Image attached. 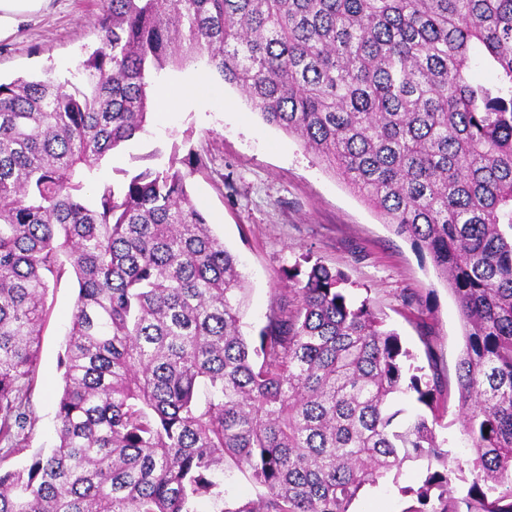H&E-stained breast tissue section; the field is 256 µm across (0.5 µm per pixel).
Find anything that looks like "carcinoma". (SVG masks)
Wrapping results in <instances>:
<instances>
[{"label":"carcinoma","instance_id":"cac0c4a2","mask_svg":"<svg viewBox=\"0 0 512 512\" xmlns=\"http://www.w3.org/2000/svg\"><path fill=\"white\" fill-rule=\"evenodd\" d=\"M100 4L76 80L0 81L9 451L32 427L49 289L78 287L56 443L0 464V512H351L418 460L402 512H512V0ZM199 60L430 257L464 324L466 460L436 432L438 375L342 271L304 256L292 296L244 336L245 279L187 189L200 155L96 180L145 132L151 78ZM399 394L431 416L400 421ZM235 471L255 497L225 499L218 475Z\"/></svg>","mask_w":512,"mask_h":512}]
</instances>
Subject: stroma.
I'll list each match as a JSON object with an SVG mask.
<instances>
[{
  "instance_id": "35a3bbf8",
  "label": "stroma",
  "mask_w": 512,
  "mask_h": 512,
  "mask_svg": "<svg viewBox=\"0 0 512 512\" xmlns=\"http://www.w3.org/2000/svg\"><path fill=\"white\" fill-rule=\"evenodd\" d=\"M99 0H50L39 14L0 40V79L52 72L64 78L98 43L93 21ZM208 106L172 105L151 115L145 133L111 151L98 178L162 169L173 156L196 151L205 165L191 176L189 192L215 233L236 255L248 282L243 331L257 338L287 294L286 273L302 254L342 270L352 285L368 289L387 329L395 331L425 373L448 385V409L437 433L452 455L466 458L460 433L458 362L464 327L458 306L430 260L394 234L378 214L350 192L294 136L266 124L234 86L210 75ZM78 293L73 278L51 289L39 364L29 397L30 430L19 438L13 466L55 444L56 402L62 392L64 353ZM425 462L407 463L398 482L366 490L354 512H402L399 486L416 485Z\"/></svg>"
}]
</instances>
